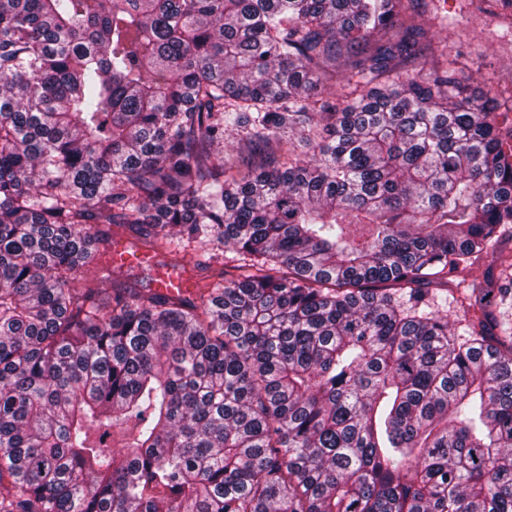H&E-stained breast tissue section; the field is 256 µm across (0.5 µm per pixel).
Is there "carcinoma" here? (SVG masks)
Wrapping results in <instances>:
<instances>
[{"mask_svg":"<svg viewBox=\"0 0 512 512\" xmlns=\"http://www.w3.org/2000/svg\"><path fill=\"white\" fill-rule=\"evenodd\" d=\"M436 2L0 0V512H512V125ZM128 231L191 288H101ZM183 254H186V261H191V266L194 262H200L201 264L208 262L210 256L215 254L216 256L224 259V265L227 266L231 274L240 273V271L232 268L233 266L240 264V261L237 260L238 255L230 245L218 246V248L215 246L213 250H203L196 247L195 244H191L190 247L186 248V251Z\"/></svg>","mask_w":512,"mask_h":512,"instance_id":"1","label":"carcinoma"}]
</instances>
